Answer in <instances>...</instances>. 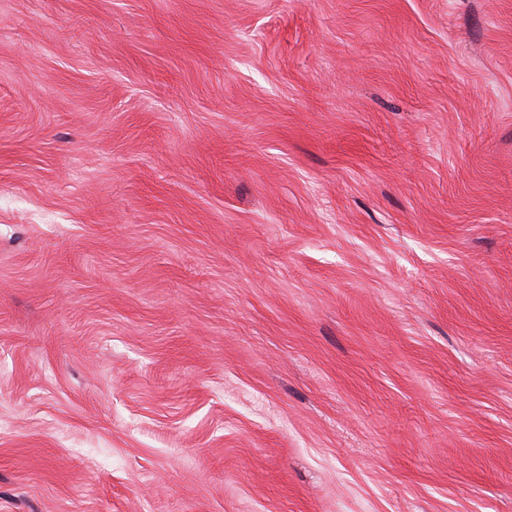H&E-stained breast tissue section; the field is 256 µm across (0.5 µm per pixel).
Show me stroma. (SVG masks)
<instances>
[{
  "instance_id": "obj_1",
  "label": "stroma",
  "mask_w": 512,
  "mask_h": 512,
  "mask_svg": "<svg viewBox=\"0 0 512 512\" xmlns=\"http://www.w3.org/2000/svg\"><path fill=\"white\" fill-rule=\"evenodd\" d=\"M0 512H512V0H0Z\"/></svg>"
}]
</instances>
